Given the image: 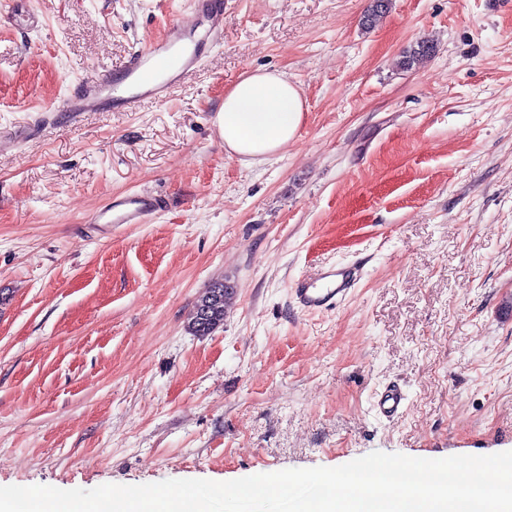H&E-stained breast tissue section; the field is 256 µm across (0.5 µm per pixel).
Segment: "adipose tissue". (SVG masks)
<instances>
[{"label":"adipose tissue","mask_w":512,"mask_h":512,"mask_svg":"<svg viewBox=\"0 0 512 512\" xmlns=\"http://www.w3.org/2000/svg\"><path fill=\"white\" fill-rule=\"evenodd\" d=\"M303 112L295 84L285 75L258 70L245 74L225 93L217 126L230 152L265 158L295 137Z\"/></svg>","instance_id":"adipose-tissue-1"}]
</instances>
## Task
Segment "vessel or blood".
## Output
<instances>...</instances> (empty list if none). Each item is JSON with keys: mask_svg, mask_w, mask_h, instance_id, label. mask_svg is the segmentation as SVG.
<instances>
[{"mask_svg": "<svg viewBox=\"0 0 512 512\" xmlns=\"http://www.w3.org/2000/svg\"><path fill=\"white\" fill-rule=\"evenodd\" d=\"M208 25L211 33L224 29V0H195L190 11L169 29L165 39L146 45L131 55L119 75L110 74L83 82L62 103L65 112H102L115 109L136 110L145 97L164 100L171 88L203 57L205 45L187 43L188 33L199 25ZM159 209L158 199L139 191L113 198L93 218L96 224H143ZM362 273L360 264L330 266L317 277L297 281L293 296L297 306L306 313L332 309L341 302ZM405 395L398 388L377 394L375 408L385 417L400 414Z\"/></svg>", "mask_w": 512, "mask_h": 512, "instance_id": "b4317fda", "label": "vessel or blood"}]
</instances>
